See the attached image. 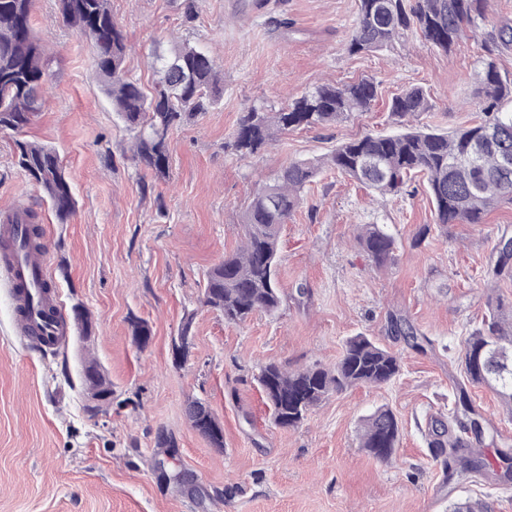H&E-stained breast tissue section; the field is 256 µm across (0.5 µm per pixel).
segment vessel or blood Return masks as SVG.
<instances>
[{"instance_id":"1","label":"vessel or blood","mask_w":512,"mask_h":512,"mask_svg":"<svg viewBox=\"0 0 512 512\" xmlns=\"http://www.w3.org/2000/svg\"><path fill=\"white\" fill-rule=\"evenodd\" d=\"M46 278L44 258L25 256L18 248L0 255V283L6 287L15 306L26 310L21 323L22 337L27 345L40 351L61 349L67 341L57 294L43 287Z\"/></svg>"}]
</instances>
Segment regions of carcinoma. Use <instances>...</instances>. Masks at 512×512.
Listing matches in <instances>:
<instances>
[{"label":"carcinoma","instance_id":"cac0c4a2","mask_svg":"<svg viewBox=\"0 0 512 512\" xmlns=\"http://www.w3.org/2000/svg\"><path fill=\"white\" fill-rule=\"evenodd\" d=\"M33 0H0V133L18 135L43 111V87L50 79L45 49L31 27ZM487 0H358V19L347 41L348 53H375L419 32L444 53L477 31L486 19ZM63 21L79 35L91 36L93 59L107 94L126 128L134 132L133 156L156 172L168 167V139L185 122L209 111L224 94L221 65L209 52L187 42L176 43L153 58L156 76L151 94L123 74L128 46L112 18L109 0H58ZM512 46V25L489 34L479 60L475 97L480 121L452 134L419 129L406 119L431 108L428 90L413 86L392 98L389 112L400 130L366 134L337 145L325 157L292 161L273 182L256 190L242 219L241 244L210 269L205 304L224 314L227 323H242L257 312L276 313L282 303L276 271L281 226L303 203L305 188L326 169L334 170L378 196L398 193L414 177H425L437 227L480 224L493 207L512 204V78L503 74L498 56ZM378 95L371 79L322 84L301 94L276 112L252 108L240 116L229 143L241 158L264 149L280 133L326 127L354 112L370 109ZM17 163L49 199L61 222L76 209V198L59 155L47 146L17 139ZM31 226L24 244L37 243L43 232L36 214L25 211ZM359 247L377 268L395 260L397 242L383 225L363 224L355 236ZM496 279H512L509 241L500 239L492 269ZM489 315L465 339L462 361L468 383L490 387L512 411V305L488 301ZM400 372L398 356L359 334L346 340L332 367L313 365L288 370L265 365L258 383L270 404L273 423L295 428L329 394L360 385L381 387ZM83 381L109 400L112 385L100 364L84 362ZM192 428L217 420L209 405L188 403ZM486 429L464 389H459L448 416L430 421L429 447L434 457L453 461L462 474L490 476L494 466L479 446ZM399 422L393 411L380 406L362 423L360 447L379 461L392 458L399 443Z\"/></svg>","mask_w":512,"mask_h":512}]
</instances>
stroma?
Listing matches in <instances>:
<instances>
[{
	"instance_id": "stroma-1",
	"label": "stroma",
	"mask_w": 512,
	"mask_h": 512,
	"mask_svg": "<svg viewBox=\"0 0 512 512\" xmlns=\"http://www.w3.org/2000/svg\"><path fill=\"white\" fill-rule=\"evenodd\" d=\"M185 1L110 0L130 47L124 70L144 88L154 80L152 49L173 42L207 49L224 66L223 98L172 133L159 176L133 159L132 134L112 110L86 39L63 22L57 0H33L32 28L52 78L25 137L59 152L77 209L57 223L3 134L0 208L36 213L59 302L67 313L81 305L95 336L83 341L73 328L64 350L29 351L0 287V512H448L465 499L512 512V485L448 480L426 437L430 417L448 413L463 384V343L489 297L512 302L511 280L485 286L500 232H512V204L443 233L422 183L375 200L326 171L281 229L280 309L228 324L204 303L207 273L239 244L258 180L348 139L395 130L389 103L412 86L426 87L432 102L414 125L451 131L475 122L481 37L446 54L414 33L391 49L351 55L358 0H189V12ZM364 77L378 86L369 111L281 134L250 158L226 149L249 108L275 111L286 96ZM361 224L396 237L388 268L357 246ZM135 319L151 329L146 346L132 338ZM188 319L193 345L177 362L171 342ZM396 320L431 346L412 348L392 333ZM359 333L400 357L399 377L331 394L298 427H276L261 367L333 365ZM88 358L112 382V401L96 417L84 409ZM193 400L222 423L223 447L191 427ZM382 405L401 425L387 462L358 438L362 419ZM228 485L237 488L229 498Z\"/></svg>"
}]
</instances>
